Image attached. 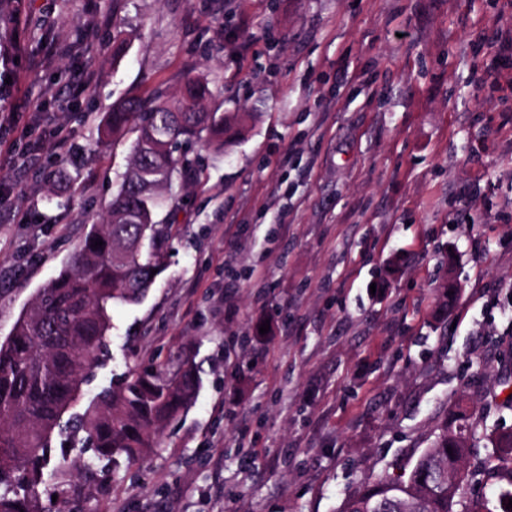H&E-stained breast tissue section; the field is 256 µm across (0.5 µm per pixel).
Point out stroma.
I'll return each instance as SVG.
<instances>
[{
    "label": "stroma",
    "instance_id": "obj_1",
    "mask_svg": "<svg viewBox=\"0 0 512 512\" xmlns=\"http://www.w3.org/2000/svg\"><path fill=\"white\" fill-rule=\"evenodd\" d=\"M24 9L0 113L42 106L0 125L1 337L107 211L135 138H103L113 104L198 76L209 110L255 115L159 210L168 266L112 306L109 356L82 387L189 346L196 402L148 459L72 476L68 512H338L410 469L457 402L512 431V91L491 66L512 0ZM41 140L60 146L32 156Z\"/></svg>",
    "mask_w": 512,
    "mask_h": 512
}]
</instances>
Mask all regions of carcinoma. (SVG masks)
I'll use <instances>...</instances> for the list:
<instances>
[{
	"mask_svg": "<svg viewBox=\"0 0 512 512\" xmlns=\"http://www.w3.org/2000/svg\"><path fill=\"white\" fill-rule=\"evenodd\" d=\"M20 2L0 0V39L10 36ZM209 96L206 81L189 77L171 100L112 107L106 133L131 126L136 138L107 216L0 338V512H64L70 485H61L55 501L39 491L45 468L72 467L65 457L52 461L53 435L92 449L98 460L140 462L193 404L200 379L194 353L184 348L127 368L83 411L70 412L88 372L108 353L112 305L142 300L167 267L175 235L172 225L156 221L157 211L175 184L200 173L199 160L181 146L220 148L244 133L237 115L207 111ZM98 239L103 245L96 248ZM477 435L463 411L449 412L407 473L367 486L339 512H512L505 503L512 498V432L486 435L498 483L493 496L482 502L467 496Z\"/></svg>",
	"mask_w": 512,
	"mask_h": 512,
	"instance_id": "1",
	"label": "carcinoma"
}]
</instances>
